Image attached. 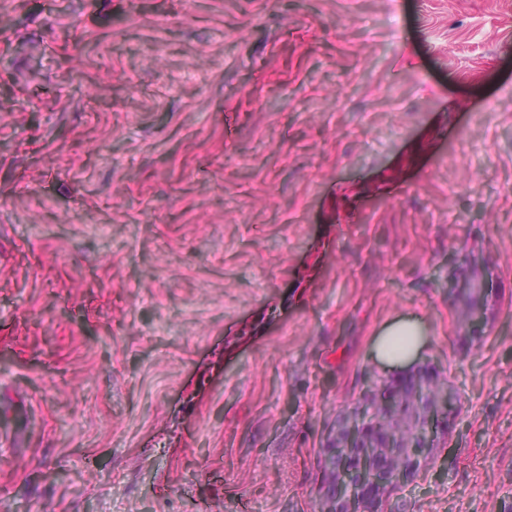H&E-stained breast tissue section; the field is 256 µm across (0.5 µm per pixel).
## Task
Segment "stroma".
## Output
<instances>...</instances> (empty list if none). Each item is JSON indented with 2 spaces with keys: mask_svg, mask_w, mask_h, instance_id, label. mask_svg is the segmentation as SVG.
<instances>
[{
  "mask_svg": "<svg viewBox=\"0 0 512 512\" xmlns=\"http://www.w3.org/2000/svg\"><path fill=\"white\" fill-rule=\"evenodd\" d=\"M396 320L512 512V0H0V508L321 512ZM405 340L406 345L400 352H394L391 347L395 341ZM428 344L421 327L414 321H399L378 336L375 344L376 357L389 365L404 367Z\"/></svg>",
  "mask_w": 512,
  "mask_h": 512,
  "instance_id": "stroma-1",
  "label": "stroma"
}]
</instances>
